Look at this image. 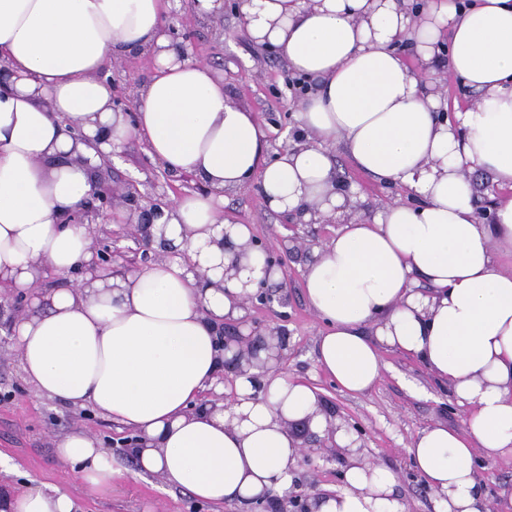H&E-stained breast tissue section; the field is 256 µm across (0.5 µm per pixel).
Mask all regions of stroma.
I'll list each match as a JSON object with an SVG mask.
<instances>
[{
    "label": "stroma",
    "instance_id": "obj_1",
    "mask_svg": "<svg viewBox=\"0 0 512 512\" xmlns=\"http://www.w3.org/2000/svg\"><path fill=\"white\" fill-rule=\"evenodd\" d=\"M190 55L210 65L224 79L231 100L255 112L269 130V150L277 152L293 142L297 103L291 86L295 75L287 62L268 52L249 37L237 12L228 9L218 22L187 19ZM335 175L348 185L363 208L407 196L405 188L375 180L355 167L342 148H335ZM133 182L141 193L173 200L188 194L184 175L166 170L138 139L127 140L112 159L111 185ZM224 214L250 224L256 237L273 240L290 235L286 216L270 211L253 187L224 196ZM311 251L301 248L280 274L288 284V303L283 307L254 306L253 319L263 325L281 326L288 333V348L278 363L287 377L319 389L323 407L337 423L361 430L358 444L364 458L391 469L397 476V493L408 512H433V496L424 479L410 465L405 448L421 429L441 423L465 429L466 412L452 397L446 383L423 362L395 350L383 352L385 369L371 391L353 395L341 391L317 360L316 341L323 325L309 307L302 273ZM12 311L0 309V393L10 398L0 403V485L21 488L35 484H62L79 505L80 512H234L196 500L190 494L167 489L159 477L134 476L136 463L123 441L130 431L90 409H73L63 402L36 396L18 364L12 335L5 325ZM83 430L96 436L102 447L132 472L119 493H90L71 465L54 453L57 436ZM349 454L319 461L317 468L299 467L293 483L299 490L329 492L342 488V473ZM482 490L481 512H512L506 494L512 490V461L500 460L478 467Z\"/></svg>",
    "mask_w": 512,
    "mask_h": 512
}]
</instances>
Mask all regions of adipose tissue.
<instances>
[{
    "instance_id": "obj_1",
    "label": "adipose tissue",
    "mask_w": 512,
    "mask_h": 512,
    "mask_svg": "<svg viewBox=\"0 0 512 512\" xmlns=\"http://www.w3.org/2000/svg\"><path fill=\"white\" fill-rule=\"evenodd\" d=\"M406 2L245 0L252 40L317 83L295 115L308 144L271 161L255 113L231 101L209 65L178 56L164 20L179 0H0V292L32 289L34 308L14 323L19 363L36 396L132 429L139 473L211 504L252 503L292 482L301 447L285 421L326 425L318 391L273 369L262 400L244 375L232 405L203 397L224 369L217 328L243 317L251 272L264 264L250 251L246 269L216 286L214 238L225 230L244 244L253 235L225 218L224 193L254 178L271 211L314 208L338 223L303 273L308 304L327 326L317 340L325 373L364 394L381 378L382 348L397 349L419 357L467 410L466 430L434 424L406 450L436 512H479L475 457L512 459V272L500 270L495 250L512 246V0H428L416 20ZM403 42L420 69L445 62L477 104L437 121L442 96L404 61ZM133 50L150 55L155 72L136 91L130 123L112 109L107 69ZM71 124L83 141L67 134ZM103 127L110 140L95 144ZM132 137L204 186L165 212L186 259L34 291L46 272L89 261L92 225L64 218L91 190L90 165ZM338 144L409 201L351 211L333 170ZM75 153L83 163L70 162ZM477 170L504 191L489 224L473 204ZM191 261L210 287L188 271ZM56 451L95 493L113 494L126 474L83 431L59 436ZM343 479L345 490L321 494L314 512H405L386 467L355 455ZM0 512L78 507L63 487L29 485L0 489Z\"/></svg>"
}]
</instances>
